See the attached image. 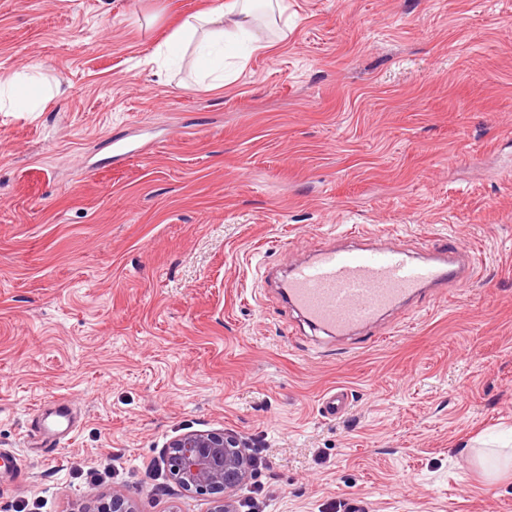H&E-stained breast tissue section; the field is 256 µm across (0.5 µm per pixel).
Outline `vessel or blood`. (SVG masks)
Wrapping results in <instances>:
<instances>
[{
  "label": "vessel or blood",
  "mask_w": 512,
  "mask_h": 512,
  "mask_svg": "<svg viewBox=\"0 0 512 512\" xmlns=\"http://www.w3.org/2000/svg\"><path fill=\"white\" fill-rule=\"evenodd\" d=\"M429 255L416 259L397 248L326 247L292 267L284 288L288 303L314 330L348 336L366 330L383 313L427 288L463 287L473 259L446 241H435ZM349 407L343 388L327 391L321 409L328 417Z\"/></svg>",
  "instance_id": "b4317fda"
}]
</instances>
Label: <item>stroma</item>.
I'll use <instances>...</instances> for the list:
<instances>
[{"mask_svg":"<svg viewBox=\"0 0 512 512\" xmlns=\"http://www.w3.org/2000/svg\"><path fill=\"white\" fill-rule=\"evenodd\" d=\"M161 6L0 0V72L52 95L0 112V512H208L162 459L224 429L261 442L256 512H512L477 457L512 432V0H288L220 88L153 62ZM355 230L472 278L313 331L285 271ZM44 407L76 413L49 457ZM322 412L331 418L343 414L349 407L347 392L340 387L327 391L321 398Z\"/></svg>","mask_w":512,"mask_h":512,"instance_id":"obj_1","label":"stroma"}]
</instances>
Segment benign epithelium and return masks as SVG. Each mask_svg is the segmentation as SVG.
I'll return each instance as SVG.
<instances>
[{"label": "benign epithelium", "instance_id": "benign-epithelium-1", "mask_svg": "<svg viewBox=\"0 0 512 512\" xmlns=\"http://www.w3.org/2000/svg\"><path fill=\"white\" fill-rule=\"evenodd\" d=\"M256 439L232 431L188 432L169 445V474L183 489L198 495L211 494L209 512H238L234 492L246 481L251 459L246 449L256 448ZM89 512H135L122 497L100 502Z\"/></svg>", "mask_w": 512, "mask_h": 512}]
</instances>
